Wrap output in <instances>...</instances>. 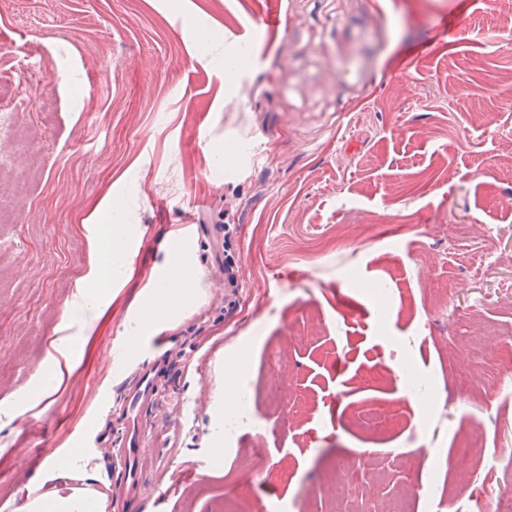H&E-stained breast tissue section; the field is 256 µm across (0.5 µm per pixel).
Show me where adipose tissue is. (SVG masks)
Listing matches in <instances>:
<instances>
[{
  "label": "adipose tissue",
  "mask_w": 512,
  "mask_h": 512,
  "mask_svg": "<svg viewBox=\"0 0 512 512\" xmlns=\"http://www.w3.org/2000/svg\"><path fill=\"white\" fill-rule=\"evenodd\" d=\"M110 217V224L106 225L94 248L90 276L97 287L81 295L77 304L81 314L100 309L104 298L111 293L113 262L125 254L128 226L122 207L113 205ZM169 251L170 259L162 267L155 286L139 302L138 315L124 326L125 335L131 339H138L146 326L185 312L198 300L192 264L182 255L178 242H171ZM14 512H106V502L97 494H85L72 487L62 493L26 497Z\"/></svg>",
  "instance_id": "adipose-tissue-1"
}]
</instances>
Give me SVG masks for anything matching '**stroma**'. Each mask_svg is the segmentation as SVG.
<instances>
[{
	"instance_id": "1",
	"label": "stroma",
	"mask_w": 512,
	"mask_h": 512,
	"mask_svg": "<svg viewBox=\"0 0 512 512\" xmlns=\"http://www.w3.org/2000/svg\"><path fill=\"white\" fill-rule=\"evenodd\" d=\"M270 7L279 32L242 43ZM505 18L500 0H0V198L16 213L0 226V512L68 486L25 448L85 445L84 484L108 495L110 407L159 333L178 359L166 411L145 420L179 426L170 464L195 477L174 487L151 468L124 512H220L229 494L254 512H357L404 487L411 512H496L512 495ZM454 27L468 45L450 42ZM222 145L237 164L217 167ZM116 203L130 259L103 312L75 321L80 363L33 417L26 395L55 363ZM220 213L225 244L206 229ZM184 222L201 227V299L130 341L124 325ZM230 357L253 400L228 439ZM274 377L288 390L279 413L261 397ZM354 450L367 467L331 495L328 475Z\"/></svg>"
}]
</instances>
